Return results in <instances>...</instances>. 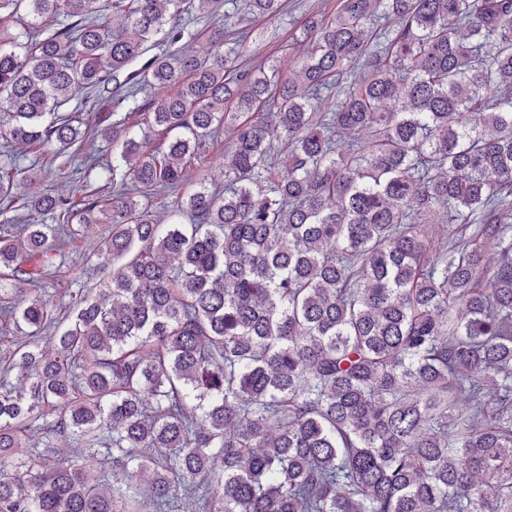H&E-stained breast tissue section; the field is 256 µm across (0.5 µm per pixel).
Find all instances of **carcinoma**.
<instances>
[{"instance_id":"1","label":"carcinoma","mask_w":512,"mask_h":512,"mask_svg":"<svg viewBox=\"0 0 512 512\" xmlns=\"http://www.w3.org/2000/svg\"><path fill=\"white\" fill-rule=\"evenodd\" d=\"M97 2L0 0V512H512V0H336L286 75L224 23L177 47L183 0H112L117 35ZM121 75L138 130L60 111ZM222 131L224 193L162 228ZM53 144L77 201L11 151ZM101 222L105 286L52 274ZM194 186L187 185L180 192L178 197L175 194H158L152 195L146 202L153 215L158 218H167L173 212V206L179 201L186 199L187 195L192 191Z\"/></svg>"}]
</instances>
